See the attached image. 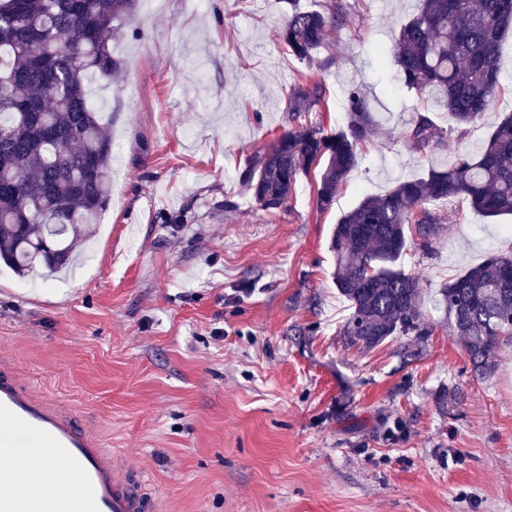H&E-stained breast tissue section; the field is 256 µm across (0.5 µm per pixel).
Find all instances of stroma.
Here are the masks:
<instances>
[{
	"mask_svg": "<svg viewBox=\"0 0 512 512\" xmlns=\"http://www.w3.org/2000/svg\"><path fill=\"white\" fill-rule=\"evenodd\" d=\"M325 0H151L113 41L122 71L92 103L112 123L111 201L72 271L0 266V355L73 407L142 478L162 512H512V345L472 369L443 314L415 359L402 338L347 346L333 282L334 225L362 198L444 168L512 113V32L501 95L461 138L427 153L402 132L420 100L388 50L419 0H347L313 62L278 33ZM326 94L303 121L336 129L360 85L380 129L325 211L318 170L285 209H261L239 173L291 125L299 83ZM430 248L401 259L426 299L491 254L512 215L434 201ZM187 212L182 224L165 216Z\"/></svg>",
	"mask_w": 512,
	"mask_h": 512,
	"instance_id": "obj_1",
	"label": "stroma"
}]
</instances>
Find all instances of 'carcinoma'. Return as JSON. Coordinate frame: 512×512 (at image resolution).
Here are the masks:
<instances>
[{"label": "carcinoma", "instance_id": "1", "mask_svg": "<svg viewBox=\"0 0 512 512\" xmlns=\"http://www.w3.org/2000/svg\"><path fill=\"white\" fill-rule=\"evenodd\" d=\"M139 0H0V263L25 277L67 263L109 205L113 145L89 104V80L112 85L120 62L110 41L124 35ZM404 21L391 61L404 85L448 112L437 125L424 108L407 128L408 149L441 146L448 133L479 123L499 92L497 59L512 29V0H419ZM342 0L326 8L292 9L281 30L290 55L313 60L345 13ZM324 93L319 81L288 102L294 120L272 146L252 155L239 181L257 205L282 209L298 178L325 162L316 205L327 210L358 164L359 145L376 127L365 93L347 91L346 127L326 133L298 121ZM467 200L493 218L512 214V114H506L476 153L462 152L445 169L398 181L364 197L335 225L330 249L334 283L350 303L347 345L374 347L391 336L428 335L431 326L416 277L401 267L408 231L430 244L445 218L429 203ZM445 314L472 369L494 370L501 345L512 342V254L492 255L439 288Z\"/></svg>", "mask_w": 512, "mask_h": 512}]
</instances>
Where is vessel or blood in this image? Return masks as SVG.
Returning a JSON list of instances; mask_svg holds the SVG:
<instances>
[{"label":"vessel or blood","instance_id":"vessel-or-blood-1","mask_svg":"<svg viewBox=\"0 0 512 512\" xmlns=\"http://www.w3.org/2000/svg\"><path fill=\"white\" fill-rule=\"evenodd\" d=\"M0 448L23 467H52L60 490L0 493V512H150L143 482L119 466L99 433L37 391L0 359Z\"/></svg>","mask_w":512,"mask_h":512}]
</instances>
